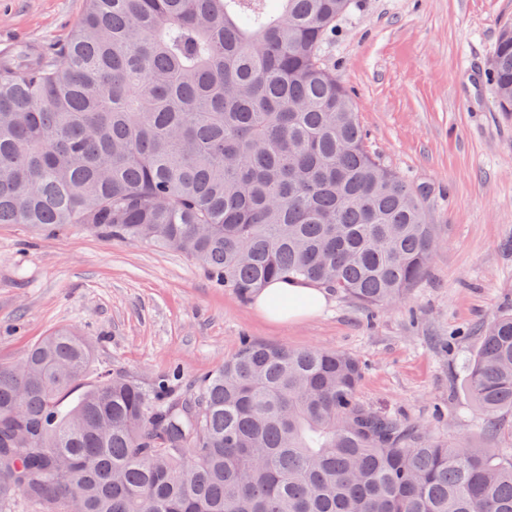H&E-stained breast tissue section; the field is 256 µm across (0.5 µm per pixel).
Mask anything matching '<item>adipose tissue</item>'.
Instances as JSON below:
<instances>
[{"instance_id":"1","label":"adipose tissue","mask_w":512,"mask_h":512,"mask_svg":"<svg viewBox=\"0 0 512 512\" xmlns=\"http://www.w3.org/2000/svg\"><path fill=\"white\" fill-rule=\"evenodd\" d=\"M328 304L318 284L306 281H275L255 294L254 306L271 323H296L316 317Z\"/></svg>"}]
</instances>
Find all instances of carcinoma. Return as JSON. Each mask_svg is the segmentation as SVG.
<instances>
[{
	"mask_svg": "<svg viewBox=\"0 0 512 512\" xmlns=\"http://www.w3.org/2000/svg\"><path fill=\"white\" fill-rule=\"evenodd\" d=\"M354 0H87L57 55L0 61V224L159 243L241 295L274 280L368 307L422 278L436 238L370 153L322 47ZM486 81L512 113V23ZM0 364V512H512V448L366 408L343 352L247 344L189 391L96 373L56 329ZM500 436L512 312L465 361Z\"/></svg>",
	"mask_w": 512,
	"mask_h": 512,
	"instance_id": "cac0c4a2",
	"label": "carcinoma"
}]
</instances>
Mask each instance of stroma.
Here are the masks:
<instances>
[{
    "mask_svg": "<svg viewBox=\"0 0 512 512\" xmlns=\"http://www.w3.org/2000/svg\"><path fill=\"white\" fill-rule=\"evenodd\" d=\"M85 5L0 0V51L57 54ZM511 19L512 0H355L324 47L370 152L427 192L437 243L400 301L372 312L332 288L320 315L274 324L168 247L0 224V363L62 327L90 344L94 369L147 388L195 386L246 341L339 350L362 364L370 409L483 445L463 366L480 327L512 309V116L480 76Z\"/></svg>",
    "mask_w": 512,
    "mask_h": 512,
    "instance_id": "stroma-1",
    "label": "stroma"
}]
</instances>
